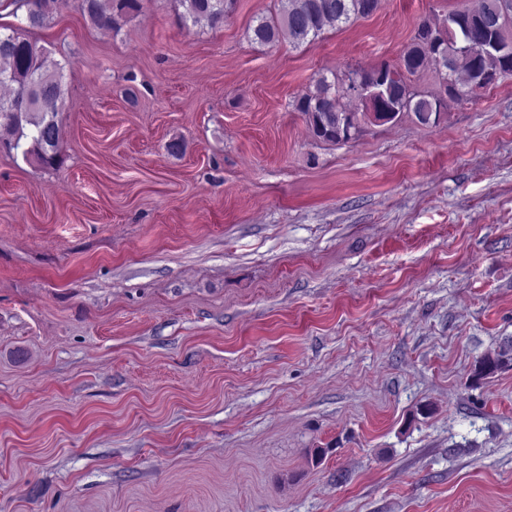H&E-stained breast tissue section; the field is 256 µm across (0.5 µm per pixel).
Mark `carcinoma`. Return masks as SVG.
<instances>
[{
  "instance_id": "1",
  "label": "carcinoma",
  "mask_w": 512,
  "mask_h": 512,
  "mask_svg": "<svg viewBox=\"0 0 512 512\" xmlns=\"http://www.w3.org/2000/svg\"><path fill=\"white\" fill-rule=\"evenodd\" d=\"M69 0H0V11L7 10L17 23H0V85L7 93L0 96V152H22L24 159L52 167L60 159L62 128L57 120L62 111L66 85L63 67L49 59L46 49L26 37L28 29L42 28ZM82 13L98 29L117 33L131 16L142 9V0H78ZM181 18L192 25L216 27L232 9L234 0H178ZM380 0H281L280 12L257 18L251 27L253 41L276 45L282 41L294 46L312 43L327 27L342 28L356 19L366 18L379 7ZM503 22L512 29V0H481L475 9L460 7L444 19L451 30L423 21L437 34L433 43L411 41L401 57L399 68L384 65L361 71L363 80L386 95L389 111L376 115L391 121L402 112L414 113L427 124L440 113L442 100L420 97L409 90L405 74L415 73L432 62L444 71L446 94L463 100L473 88H483L481 76L499 72L512 77V51L471 54L468 36L487 39L484 22ZM355 70L341 74H322L315 89L295 102L313 134L323 142L339 143L350 139L358 112L348 111L338 99L348 93V82ZM512 364L507 351L486 355L476 368L482 377Z\"/></svg>"
}]
</instances>
